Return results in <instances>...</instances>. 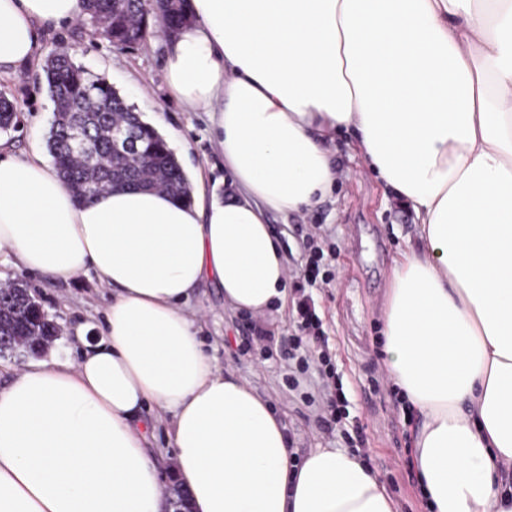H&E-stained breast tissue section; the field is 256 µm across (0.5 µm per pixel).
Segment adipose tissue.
I'll use <instances>...</instances> for the list:
<instances>
[{
	"label": "adipose tissue",
	"mask_w": 512,
	"mask_h": 512,
	"mask_svg": "<svg viewBox=\"0 0 512 512\" xmlns=\"http://www.w3.org/2000/svg\"><path fill=\"white\" fill-rule=\"evenodd\" d=\"M162 69L213 115L228 198L117 186L78 198L41 155L0 152V256L115 291L75 359L0 387V512H165L144 406L171 416L192 512H395L353 451L294 459L282 419L222 373L185 307L213 282L232 311L287 299L267 216L319 204L353 147L406 205L416 243L386 295L383 352L413 414L429 512H512V0H186ZM87 0H0V76Z\"/></svg>",
	"instance_id": "adipose-tissue-1"
}]
</instances>
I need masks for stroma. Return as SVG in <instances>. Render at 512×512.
<instances>
[{
	"label": "stroma",
	"mask_w": 512,
	"mask_h": 512,
	"mask_svg": "<svg viewBox=\"0 0 512 512\" xmlns=\"http://www.w3.org/2000/svg\"><path fill=\"white\" fill-rule=\"evenodd\" d=\"M67 48L77 64L106 80L134 106L142 118L154 123L169 138L185 174L200 173L205 194H224V157L212 137V115L190 112L171 98L161 78L166 50L161 27H154L143 45L118 49L103 39H91L87 27L71 25L49 29L41 36L38 56L47 58ZM41 66L0 79V96L12 100L21 114L19 131H0V150L17 157L46 152V138L55 104L41 82ZM332 150L342 178L332 194L316 209L268 221L285 254H298L305 224H325L333 231L335 264L342 277L336 287L312 292L328 348L336 359L351 424L363 426L367 441L360 454L385 484L397 512H426V505L408 465L413 421L405 417L390 380H379L387 364L381 352L383 302L396 259L415 242L411 209L390 198L368 171L364 161L345 140ZM20 278L28 283L44 310L57 323L60 334L45 350L60 359L70 356V336L82 323L99 324L112 297L103 276L90 270L72 278L35 276L0 264V283ZM186 312L219 368L248 383L269 400L287 428L297 456L323 445L314 412L289 392L288 336L290 308L265 317H248L226 308L221 289L201 283ZM271 338L272 357L261 349L242 353L254 328ZM171 421L153 423L149 440L160 468L162 490L174 484L175 463Z\"/></svg>",
	"instance_id": "35a3bbf8"
}]
</instances>
